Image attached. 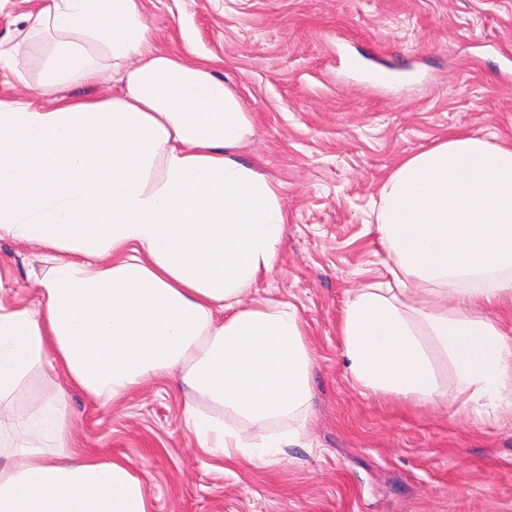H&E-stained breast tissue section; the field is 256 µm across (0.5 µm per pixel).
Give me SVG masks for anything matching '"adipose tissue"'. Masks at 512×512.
Here are the masks:
<instances>
[{
	"mask_svg": "<svg viewBox=\"0 0 512 512\" xmlns=\"http://www.w3.org/2000/svg\"><path fill=\"white\" fill-rule=\"evenodd\" d=\"M59 38L37 98L0 99V239L38 244L36 301L0 300V402L31 373L64 372L116 400L180 370L196 446L222 462L279 463L309 446L311 345L294 305L241 293L270 274L280 185L241 162L253 124L208 66L152 48L136 0H47L27 20ZM120 70L121 97L58 96V78ZM375 226L391 286L355 290L341 334L354 382L415 403L440 396L431 348L459 393L512 407V144L458 134L404 158ZM63 397L0 415V512H154L128 463L76 446Z\"/></svg>",
	"mask_w": 512,
	"mask_h": 512,
	"instance_id": "ef3b65f1",
	"label": "adipose tissue"
}]
</instances>
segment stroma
Wrapping results in <instances>:
<instances>
[{"mask_svg": "<svg viewBox=\"0 0 512 512\" xmlns=\"http://www.w3.org/2000/svg\"><path fill=\"white\" fill-rule=\"evenodd\" d=\"M156 47L212 62L254 134L247 165L281 184L287 216L273 271L242 300L293 304L311 341V447L274 467L229 466L196 447L179 376L107 406L64 374L32 371L12 409L65 392L80 447L125 459L155 512H512V408L497 419L463 404L453 364L434 352L442 390L416 406L352 380L340 323L351 290L388 280L374 226L378 190L406 156L470 132L512 143V0H137ZM48 37L23 78L0 69V98L30 99ZM96 80L66 93L109 100L122 85L98 54ZM34 245L0 240L9 299L35 295Z\"/></svg>", "mask_w": 512, "mask_h": 512, "instance_id": "1", "label": "stroma"}]
</instances>
